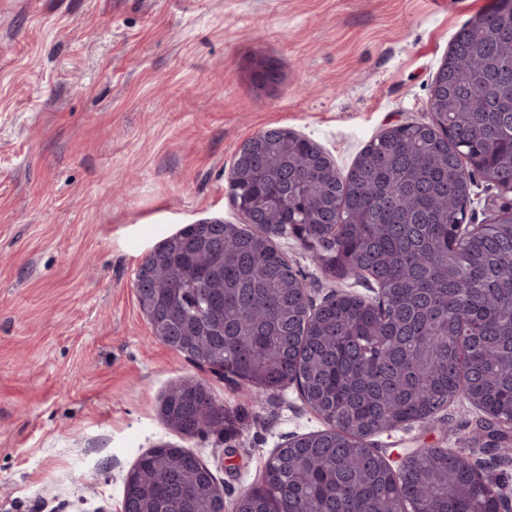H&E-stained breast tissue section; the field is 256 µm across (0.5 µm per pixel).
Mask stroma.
<instances>
[{"instance_id": "obj_1", "label": "stroma", "mask_w": 512, "mask_h": 512, "mask_svg": "<svg viewBox=\"0 0 512 512\" xmlns=\"http://www.w3.org/2000/svg\"><path fill=\"white\" fill-rule=\"evenodd\" d=\"M490 0H0V512H121L141 454L198 456L231 509L288 439L325 429L296 384L255 391L155 337L135 276L188 224L242 223L228 194L240 147L285 128L347 174L394 124L433 121L456 32ZM278 84L257 88L254 59ZM276 247L313 304L375 298L324 276L295 237ZM196 376L229 415L188 438L169 388ZM462 397L369 438L392 466L417 448L467 453L512 504V462L483 450Z\"/></svg>"}]
</instances>
